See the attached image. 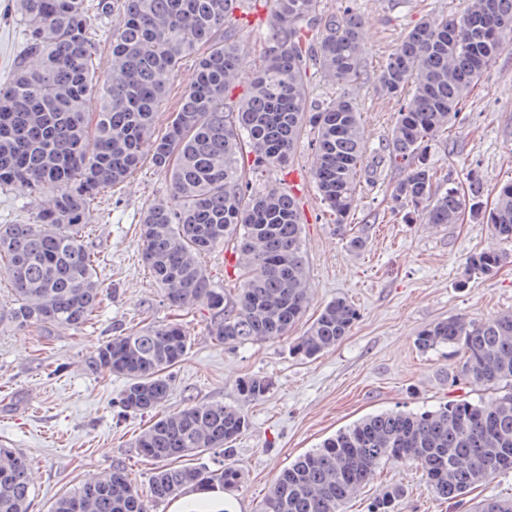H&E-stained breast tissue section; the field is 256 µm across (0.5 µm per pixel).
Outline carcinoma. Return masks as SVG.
<instances>
[{
  "mask_svg": "<svg viewBox=\"0 0 512 512\" xmlns=\"http://www.w3.org/2000/svg\"><path fill=\"white\" fill-rule=\"evenodd\" d=\"M262 1L270 35L254 78L240 96L235 71L241 19L235 11ZM322 0H18L24 43L11 78L0 87V190L19 185L49 204L31 221L0 224V264L12 287L0 310L18 326L80 329L101 304L95 256L83 240L92 202L141 168V145L153 140L151 162L169 180L166 197L140 218L142 261L173 309L206 303L208 335L239 345L275 339L304 315L307 269L303 214L293 193L258 189L253 175L285 169L306 130L316 134L312 170L317 192L341 225L357 205L365 152L352 98L310 99L322 73L351 83L365 74L360 22L343 7L322 15ZM112 22V70L98 71L100 40L94 21ZM512 35V0H466L450 17H427L409 29L373 88L402 104L389 144L390 163L405 176L392 190V208L407 221L451 224L464 214L512 241V181L492 207L483 202L477 173L454 182L437 176L428 147L448 130L474 87ZM191 58L195 83L184 91L166 131L155 135L167 102L166 78ZM448 183L438 192L439 183ZM236 256L237 288L210 279L202 258L217 248ZM504 254L487 248L470 256L467 272L489 274ZM358 318L343 298L328 303L292 352L311 359L347 336ZM423 351L463 353L457 378L500 392L486 408L467 399L435 410H393L339 431L285 469L263 499L261 512H344L368 474L385 459L412 461L440 499L465 496L512 469V313L490 321L451 317L417 337ZM190 343L176 323L121 328L100 343L93 364L122 376L123 410L148 414L167 401L170 370ZM263 377H246L239 396L257 401L270 390ZM249 420L234 406L190 405L151 420L137 437L141 456L157 461L221 449ZM27 459L0 448V512H29ZM243 473L232 463L216 470L162 466L149 487L153 501L186 490H233ZM397 488L368 512H393ZM53 512H147L126 469L116 465L98 481L59 498Z\"/></svg>",
  "mask_w": 512,
  "mask_h": 512,
  "instance_id": "1",
  "label": "carcinoma"
}]
</instances>
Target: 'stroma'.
<instances>
[{
    "instance_id": "1",
    "label": "stroma",
    "mask_w": 512,
    "mask_h": 512,
    "mask_svg": "<svg viewBox=\"0 0 512 512\" xmlns=\"http://www.w3.org/2000/svg\"><path fill=\"white\" fill-rule=\"evenodd\" d=\"M465 0H351L361 19L365 70L375 73L395 45L430 14L459 11ZM16 0H0V83L12 74L23 32L15 20ZM349 91L364 128L365 153L357 183V207L343 226L331 224L312 179L313 147L302 140L290 179L302 188V228L308 307L289 335L236 348L210 338L206 306L184 316L190 341L184 361L172 370L166 413L193 404L240 408L249 419L230 458L201 454L199 463L217 468L222 460L244 474L238 491L189 492L171 501L148 502V512H259L278 474L299 455L362 418L392 410H432L453 399L489 403L483 389L455 382L461 353L420 351L418 333L451 317L489 321L512 312V243L509 257L488 275L466 274L467 258L493 246L489 228L471 220L455 224L405 222L391 209V192L403 173L387 160L397 100L378 95L371 83L342 87L323 75L313 95L332 99ZM428 159L452 179L477 171L485 202L512 179V36L506 37L466 108L448 132L431 142ZM169 183L143 165L116 191L105 192L86 228L84 242L99 256L98 278L107 297L96 324L85 330L46 334L34 327L0 324V448H13L30 461V512H52L63 494L120 464L140 492H148L156 462L138 453L135 439L149 416L119 405L125 382L96 371L95 348L118 324L144 326L173 321L159 287L141 261L139 217L166 196ZM365 237L353 249V236ZM343 297L358 311L348 336L313 359L290 351L331 300ZM271 382L258 401H243L240 379ZM403 494L394 512H475L484 500L512 496V470L480 484L462 500L443 501L428 490L415 465L384 461L345 512H368L373 498L392 487Z\"/></svg>"
}]
</instances>
